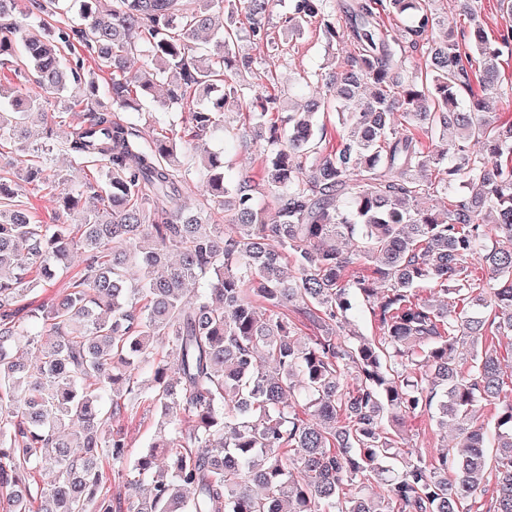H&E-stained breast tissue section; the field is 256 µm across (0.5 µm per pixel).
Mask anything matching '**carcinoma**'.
I'll return each mask as SVG.
<instances>
[{
    "label": "carcinoma",
    "mask_w": 512,
    "mask_h": 512,
    "mask_svg": "<svg viewBox=\"0 0 512 512\" xmlns=\"http://www.w3.org/2000/svg\"><path fill=\"white\" fill-rule=\"evenodd\" d=\"M212 2L72 0L77 22L51 29L69 4L30 0L0 26V64L19 57L41 89L0 83V156L14 149L24 181L77 212L39 224L0 176V495L12 512H482L492 482L487 512H512V400L489 421L479 408L503 384L491 337L512 339V117L487 105L500 48L478 25L460 42L438 0H293L286 30L316 21L355 54L283 116L244 45L274 44L273 0H225L223 21ZM76 42L123 115L83 107L96 79L64 63ZM141 42L153 58L133 71ZM161 79L145 138L141 98ZM189 99L177 132L167 113ZM33 122L64 128L71 162L97 177L46 173L53 148L23 145ZM244 142L256 178L229 175ZM74 252L65 291L34 304ZM141 409L156 430L133 456L125 423ZM422 413L455 433L432 460L386 429ZM36 471L53 481L34 487ZM114 482L146 493L114 496Z\"/></svg>",
    "instance_id": "1"
}]
</instances>
